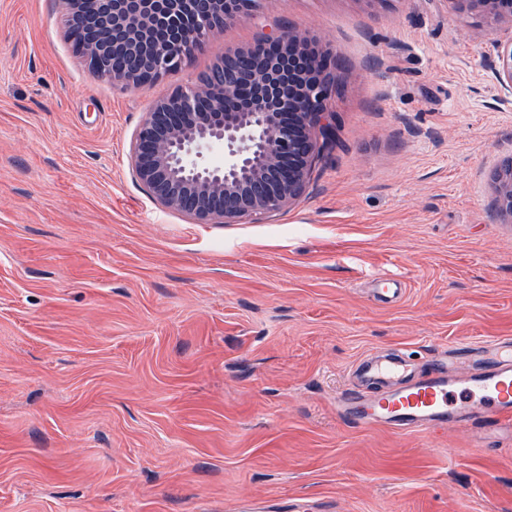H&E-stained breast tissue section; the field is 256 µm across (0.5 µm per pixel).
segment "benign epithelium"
<instances>
[{
  "instance_id": "1",
  "label": "benign epithelium",
  "mask_w": 512,
  "mask_h": 512,
  "mask_svg": "<svg viewBox=\"0 0 512 512\" xmlns=\"http://www.w3.org/2000/svg\"><path fill=\"white\" fill-rule=\"evenodd\" d=\"M66 31L87 68L125 90L161 81L201 50L224 25L251 17L261 0H59ZM475 20L479 43L496 50L493 77L502 100L512 98V0H449ZM192 28L157 46L152 31L177 15ZM250 50L222 55L210 82L178 87L153 104L135 133L136 179L162 206L198 224L272 217L299 199L336 136L330 108L338 89L336 56L298 32L278 28ZM121 56L116 70L107 58ZM219 152L218 163L206 161ZM494 209L512 221V158L494 175Z\"/></svg>"
}]
</instances>
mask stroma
<instances>
[{
	"mask_svg": "<svg viewBox=\"0 0 512 512\" xmlns=\"http://www.w3.org/2000/svg\"><path fill=\"white\" fill-rule=\"evenodd\" d=\"M279 25L339 62L304 194L254 223L160 206L130 159L152 102ZM473 32L445 0H263L130 91L57 0H0V512H512L511 432L336 409L367 355L512 336V104ZM493 181L495 212L512 223V157L502 163Z\"/></svg>",
	"mask_w": 512,
	"mask_h": 512,
	"instance_id": "stroma-1",
	"label": "stroma"
}]
</instances>
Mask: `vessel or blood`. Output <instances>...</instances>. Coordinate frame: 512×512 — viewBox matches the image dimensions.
<instances>
[{
	"label": "vessel or blood",
	"mask_w": 512,
	"mask_h": 512,
	"mask_svg": "<svg viewBox=\"0 0 512 512\" xmlns=\"http://www.w3.org/2000/svg\"><path fill=\"white\" fill-rule=\"evenodd\" d=\"M339 406L363 425L394 433L477 417L512 426V340L455 343L426 372L399 355L366 357L353 367Z\"/></svg>",
	"instance_id": "1"
}]
</instances>
